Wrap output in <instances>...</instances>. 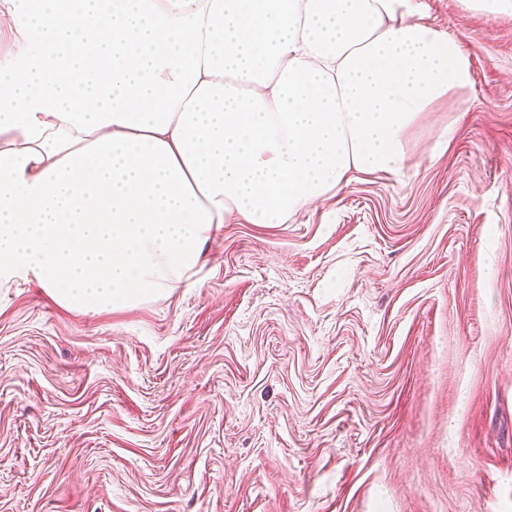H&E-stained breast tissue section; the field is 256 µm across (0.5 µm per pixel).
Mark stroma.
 Returning <instances> with one entry per match:
<instances>
[{
    "label": "stroma",
    "instance_id": "35a3bbf8",
    "mask_svg": "<svg viewBox=\"0 0 512 512\" xmlns=\"http://www.w3.org/2000/svg\"><path fill=\"white\" fill-rule=\"evenodd\" d=\"M398 174L223 225L194 287L0 288V512H512V15Z\"/></svg>",
    "mask_w": 512,
    "mask_h": 512
}]
</instances>
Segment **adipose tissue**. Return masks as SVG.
Returning <instances> with one entry per match:
<instances>
[{
  "instance_id": "ef3b65f1",
  "label": "adipose tissue",
  "mask_w": 512,
  "mask_h": 512,
  "mask_svg": "<svg viewBox=\"0 0 512 512\" xmlns=\"http://www.w3.org/2000/svg\"><path fill=\"white\" fill-rule=\"evenodd\" d=\"M0 288L87 312L189 283L226 221L397 173L468 57L414 0H0Z\"/></svg>"
}]
</instances>
